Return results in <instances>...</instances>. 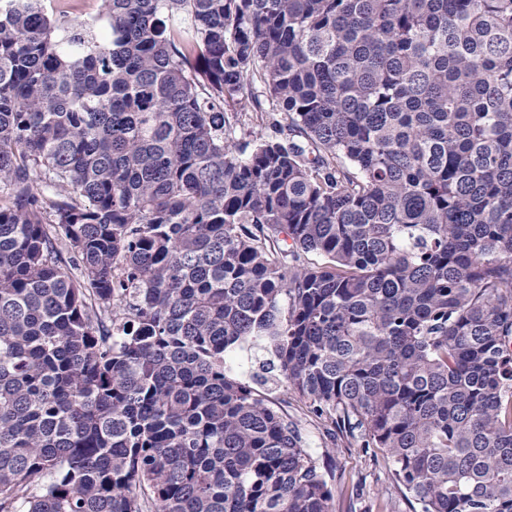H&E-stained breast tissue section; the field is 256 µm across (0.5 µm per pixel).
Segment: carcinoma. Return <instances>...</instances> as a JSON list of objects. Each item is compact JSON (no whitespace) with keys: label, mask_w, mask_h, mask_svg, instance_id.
<instances>
[{"label":"carcinoma","mask_w":512,"mask_h":512,"mask_svg":"<svg viewBox=\"0 0 512 512\" xmlns=\"http://www.w3.org/2000/svg\"><path fill=\"white\" fill-rule=\"evenodd\" d=\"M101 15L0 0V512H332L259 340L419 512H512V0ZM81 10L76 12H70L69 14H61L64 20L68 23H90L96 26H101L104 21L100 19L101 8L100 0H81ZM259 116L255 113H247L241 118V123L238 125L233 140L240 150L248 153L254 144L255 135L259 132L265 137H288V114L286 112H268L263 114V124ZM277 121V127L273 126V122ZM281 126L282 131H280ZM271 358V356L264 350L259 348H252L250 350L249 346H245L243 350H238L237 357L235 359V365L242 364L243 370L246 371L245 378L247 381L249 380V375L252 372H260L259 370V362L260 360Z\"/></svg>","instance_id":"1"}]
</instances>
